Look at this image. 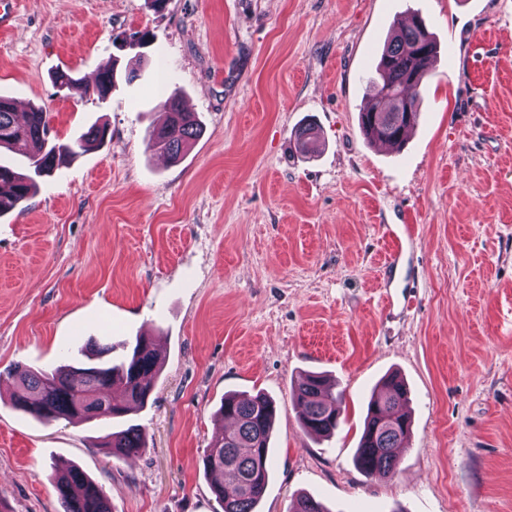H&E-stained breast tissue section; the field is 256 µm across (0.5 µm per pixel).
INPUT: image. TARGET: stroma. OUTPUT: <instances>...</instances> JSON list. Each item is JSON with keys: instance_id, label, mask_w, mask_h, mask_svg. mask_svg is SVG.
I'll list each match as a JSON object with an SVG mask.
<instances>
[{"instance_id": "1", "label": "stroma", "mask_w": 512, "mask_h": 512, "mask_svg": "<svg viewBox=\"0 0 512 512\" xmlns=\"http://www.w3.org/2000/svg\"><path fill=\"white\" fill-rule=\"evenodd\" d=\"M0 95L44 106L50 137L105 144L0 215V371L113 357L153 337L162 370L110 458L111 425L15 410L0 380V512H62L79 466L113 512H223L202 456L228 392L277 406L257 512L306 493L329 512H512V0H10ZM425 21L438 56L401 151L359 125L391 30ZM147 34L139 44L138 34ZM139 79L84 93L111 63ZM70 71L84 85L58 90ZM180 93L205 132L179 162L150 140ZM311 124L310 153L293 132ZM412 237L398 267L385 229ZM406 382L397 470L360 472L368 398ZM342 392L335 436L307 435L293 391ZM106 443L107 453L113 457H130L145 452L147 448L146 434L137 424L124 425L123 428L112 431Z\"/></svg>"}]
</instances>
